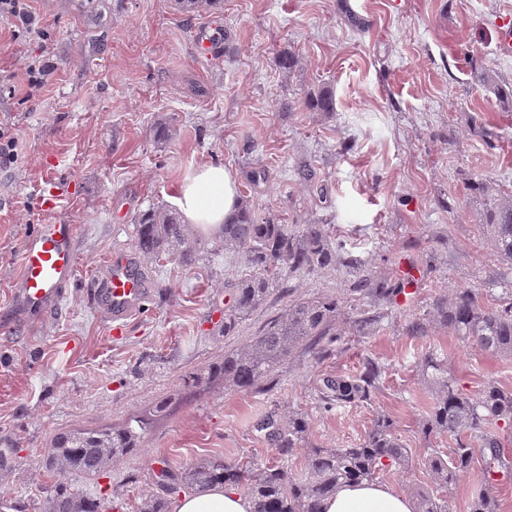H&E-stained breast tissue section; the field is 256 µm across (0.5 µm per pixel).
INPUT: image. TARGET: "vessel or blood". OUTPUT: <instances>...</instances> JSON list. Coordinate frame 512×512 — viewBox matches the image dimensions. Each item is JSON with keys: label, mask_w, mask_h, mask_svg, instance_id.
<instances>
[{"label": "vessel or blood", "mask_w": 512, "mask_h": 512, "mask_svg": "<svg viewBox=\"0 0 512 512\" xmlns=\"http://www.w3.org/2000/svg\"><path fill=\"white\" fill-rule=\"evenodd\" d=\"M17 282V306L27 314L48 312L62 299L77 274V243L73 225L44 224L27 241ZM93 296L111 332L143 308L148 290L141 274L123 258H113Z\"/></svg>", "instance_id": "b4317fda"}]
</instances>
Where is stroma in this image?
<instances>
[{
	"label": "stroma",
	"instance_id": "obj_1",
	"mask_svg": "<svg viewBox=\"0 0 512 512\" xmlns=\"http://www.w3.org/2000/svg\"><path fill=\"white\" fill-rule=\"evenodd\" d=\"M36 21L0 20V126L16 130L18 159L0 169V497L45 512L53 485H75L138 512L163 470L205 459L275 462L255 428L263 416H308L326 448L362 441L374 414L394 417L411 455L377 480L402 492L431 484L424 439L431 386L418 366L448 358L464 393L487 382L512 387V358L485 353L441 326L435 298L478 288L494 307L512 268L481 231L494 199L512 196V107L482 84L512 85V57L497 50L512 0H221L187 14L176 0H30ZM212 38L210 57L196 51ZM293 68L281 66L284 56ZM45 66L42 88L27 67ZM333 112L306 108L310 91ZM224 163L256 216L327 224L345 253L379 276L408 281L405 299L379 303L375 332L353 324L362 306L344 263L284 276L266 303L224 333L234 284L249 269L218 257L186 269L140 259L136 216L172 208L180 184L203 163ZM480 180L483 191L470 190ZM55 190L56 205L41 199ZM43 224L75 228L79 276L60 304L19 315L14 289L23 248ZM136 261L146 307L122 334L100 317L92 285L111 254ZM336 299L341 338L326 359L296 352L257 392L195 394L185 379L225 350L248 343L288 305ZM426 324L411 335L412 319ZM384 367L371 405L324 411L322 374ZM168 400L139 448L105 477L50 474L45 450L59 431L118 425Z\"/></svg>",
	"mask_w": 512,
	"mask_h": 512
}]
</instances>
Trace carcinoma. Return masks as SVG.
I'll return each mask as SVG.
<instances>
[{
  "mask_svg": "<svg viewBox=\"0 0 512 512\" xmlns=\"http://www.w3.org/2000/svg\"><path fill=\"white\" fill-rule=\"evenodd\" d=\"M485 87L505 100L512 101V86H502L489 74L482 76ZM307 106L320 112L334 110L332 97L310 94ZM486 231L493 237L498 257L512 266V199L493 200L487 211ZM135 248L139 255L153 260L172 257L185 268H194L202 254L222 253L241 257L248 277L235 283L231 307L224 312V335L233 334L239 321L249 316L279 287L283 272L326 269L336 264L343 249L329 235L323 224H278L261 221L248 205L240 207L235 220L223 224L219 244L205 247V242L190 234L187 225L175 213L152 207L136 220ZM357 278L355 292L377 303L402 294L406 282L376 279L371 270L355 256L345 259ZM435 320L455 335L469 341L473 348L500 356L512 355V290L504 303L490 308L477 289L462 288L448 299L433 302ZM338 304L333 299L312 298L295 302L283 313L270 319L242 348L224 351V358L208 371L195 377L194 387L205 391L222 385L237 392H250L300 348L317 360L332 352V323ZM380 316L367 310L359 312L358 331L370 334ZM421 375L430 385L433 403L423 421V434L447 435L454 446L447 457L432 453L427 459L432 482L439 490L455 486L470 472L479 458L484 462V486L472 495L470 512H499V500L493 491L498 469H509L498 436L489 430L497 420L512 419V388L488 382L476 396L459 389L448 373V358L428 353L420 364ZM382 375V366L373 359L363 363L355 376L324 374L318 379L317 393L326 411L353 404L369 403ZM167 405L160 404L127 419L118 427L69 429L56 433L46 455V470L53 474L74 473L95 479L112 468V460L140 447L142 438L156 423ZM275 448L279 462L263 468L249 463L204 460L179 471H165L160 492L142 497L139 512H170V497L184 489L214 485L242 488L252 504L251 512H321L325 499L344 483L373 480L383 467L406 464V448L397 429V420L385 414L376 416L364 439L351 448H323L309 440L310 420L302 413L280 416L271 413L256 424ZM478 448H473L471 438ZM298 448L307 449L306 464L300 475L282 466ZM417 512H447L446 501L424 488L413 491ZM105 499L57 485L46 502V512H104Z\"/></svg>",
  "mask_w": 512,
  "mask_h": 512,
  "instance_id": "obj_1",
  "label": "carcinoma"
}]
</instances>
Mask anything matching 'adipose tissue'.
Wrapping results in <instances>:
<instances>
[{"mask_svg":"<svg viewBox=\"0 0 512 512\" xmlns=\"http://www.w3.org/2000/svg\"><path fill=\"white\" fill-rule=\"evenodd\" d=\"M238 180L223 163L199 166L175 198L185 224L204 232H220L239 206ZM173 512H251V504L234 487L213 486L182 494ZM323 512H413L412 502L389 485L353 482L338 488Z\"/></svg>","mask_w":512,"mask_h":512,"instance_id":"1","label":"adipose tissue"}]
</instances>
